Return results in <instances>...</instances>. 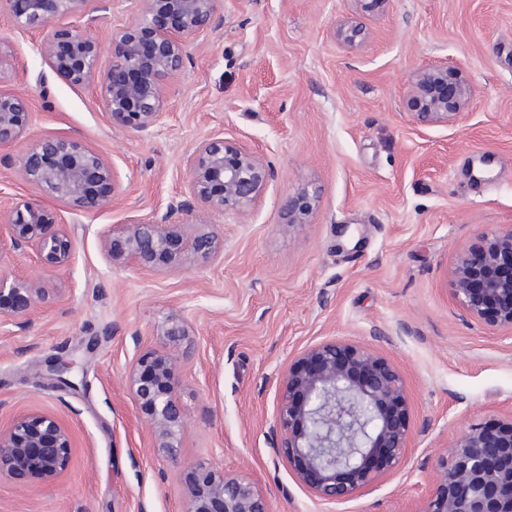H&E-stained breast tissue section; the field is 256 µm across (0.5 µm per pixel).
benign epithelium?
Masks as SVG:
<instances>
[{"instance_id":"1","label":"benign epithelium","mask_w":512,"mask_h":512,"mask_svg":"<svg viewBox=\"0 0 512 512\" xmlns=\"http://www.w3.org/2000/svg\"><path fill=\"white\" fill-rule=\"evenodd\" d=\"M14 23L44 32L40 53L74 85L99 90L110 122L138 133L162 119L171 79L188 54L190 41L221 21L218 0H136L137 17L112 33L108 47L90 29L92 0H7ZM62 17L87 18L85 28L55 26ZM339 38L348 46L364 39L363 27L345 26ZM109 62L100 65L103 53ZM8 64L0 60V146L26 137L30 101L4 88ZM473 87L460 68L446 63L416 71L403 100L411 118L423 125L446 123L463 113ZM191 197L224 214L246 212L275 177L273 164L238 143L212 137L187 156ZM21 175L51 198L84 213L112 204L114 172L109 162L67 133L41 139L21 162ZM317 196L303 189L283 204L286 223L309 222ZM169 211L152 220H133L100 238L114 266L142 269L159 263L179 266L207 262L219 249L212 233H199ZM33 250L46 269L70 265L74 245L58 215L44 206L17 204L0 224V252ZM452 295L467 319L512 333V228L485 231L461 249L451 270ZM0 275V321L25 315L49 299L41 278L4 288ZM187 354L167 350L140 353L125 382L145 415L154 447L177 460L185 413L177 392ZM74 362L50 365L52 385L76 388L66 377ZM277 424V450L296 479L318 499L337 503L371 490L396 468L410 447V408L405 382L386 358L344 340L328 339L305 349L283 381ZM73 448L69 430L55 417L31 413L0 428V479L19 486L51 484L67 468ZM183 512H270L258 484L229 474L211 461H198L186 474ZM412 512H512V417L493 425L471 424L437 457L432 490Z\"/></svg>"}]
</instances>
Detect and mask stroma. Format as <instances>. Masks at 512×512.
<instances>
[{
	"label": "stroma",
	"instance_id": "35a3bbf8",
	"mask_svg": "<svg viewBox=\"0 0 512 512\" xmlns=\"http://www.w3.org/2000/svg\"><path fill=\"white\" fill-rule=\"evenodd\" d=\"M220 26L189 44L160 123L111 125L94 86H75L18 29L0 0L8 86L32 104L29 133L0 147V223L17 203L54 210L74 244L64 268L32 250L0 253V274L42 277L52 298L0 330V427L29 413L71 432L56 482L0 481V512H182L184 471L200 459L254 480L270 512H413L436 455L473 423L512 415V338L465 320L452 298L456 254L512 228V0H222ZM360 21L355 48L337 37ZM444 62L475 94L455 121L425 126L403 108L412 74ZM73 135L113 168L109 208L73 210L27 183L20 161L43 137ZM224 137L272 161L275 178L246 214L195 207L224 246L206 263L115 267L99 234L187 201L185 158ZM318 196L288 229L282 204ZM185 320L169 343L160 328ZM368 347L401 373L411 446L375 490L326 504L279 455L280 387L326 339ZM188 350L178 460L153 448L125 381L146 349ZM77 362V389L49 385L51 359Z\"/></svg>",
	"mask_w": 512,
	"mask_h": 512
}]
</instances>
